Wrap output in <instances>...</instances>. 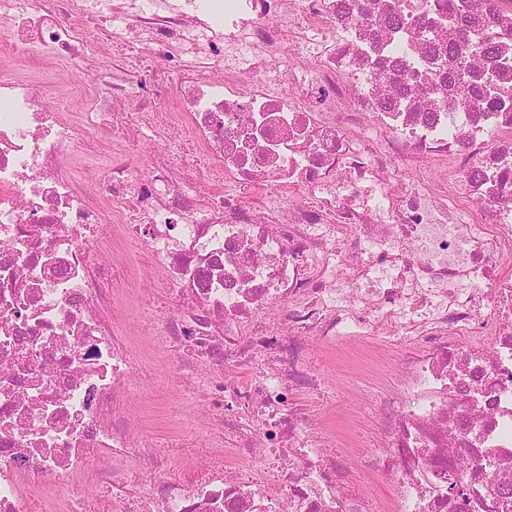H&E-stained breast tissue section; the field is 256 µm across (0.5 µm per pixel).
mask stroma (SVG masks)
<instances>
[{
    "instance_id": "35a3bbf8",
    "label": "stroma",
    "mask_w": 512,
    "mask_h": 512,
    "mask_svg": "<svg viewBox=\"0 0 512 512\" xmlns=\"http://www.w3.org/2000/svg\"><path fill=\"white\" fill-rule=\"evenodd\" d=\"M94 88L99 103L110 94L95 87L90 72H74L66 77L56 94L57 103L80 113L86 106L83 89ZM138 294H124L119 303L131 313L129 332L136 351L145 355L147 372L131 387L135 401L145 403L147 426L154 431L163 453L171 460L167 476L186 478L196 467L219 457L220 449L205 447V429L197 414L200 392L186 387L174 377L173 364L165 350L152 348L150 339L159 335L163 323L136 315ZM398 346L385 338L349 336L333 345L314 343L311 364L318 377L316 391H300L298 405L310 408L315 418V435L327 441L337 438L330 453L345 468L347 493L367 499L369 512H387L396 496L394 487L375 481L369 474L368 459L375 452L377 424L371 398L394 394L399 378ZM182 430L188 445L167 447L169 432Z\"/></svg>"
}]
</instances>
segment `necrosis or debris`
<instances>
[{
	"mask_svg": "<svg viewBox=\"0 0 512 512\" xmlns=\"http://www.w3.org/2000/svg\"><path fill=\"white\" fill-rule=\"evenodd\" d=\"M454 7L0 0V54L34 64L0 73V512H36L35 488L58 512H366L294 401L315 382L311 341L353 334L401 350L370 463L395 512H454L452 483L470 512H512V111L459 97L448 60L472 31L466 64L512 93V0ZM84 66L112 93L94 123L49 99L59 69ZM167 84L169 111H130ZM133 127L153 137L149 179L70 172L115 141L138 150ZM133 245L175 300L155 342L201 385L210 441L263 458L265 479L219 465L147 482L167 460L131 408L143 368L115 310ZM118 457L133 473L115 483Z\"/></svg>",
	"mask_w": 512,
	"mask_h": 512,
	"instance_id": "obj_1",
	"label": "necrosis or debris"
}]
</instances>
